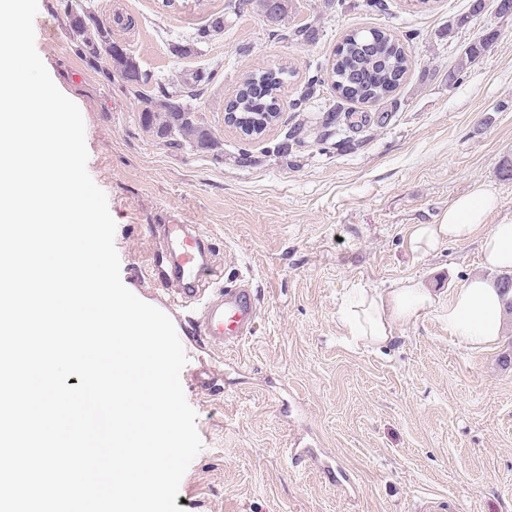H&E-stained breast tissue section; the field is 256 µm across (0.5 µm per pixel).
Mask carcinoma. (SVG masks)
<instances>
[{
  "mask_svg": "<svg viewBox=\"0 0 512 512\" xmlns=\"http://www.w3.org/2000/svg\"><path fill=\"white\" fill-rule=\"evenodd\" d=\"M225 8L234 11L252 10L263 16L272 34L292 41L312 43L317 40L318 29L309 26L293 31L285 27L288 18V0H227ZM57 9L66 16L72 32V47L76 54L97 66L100 54L110 58L111 68L106 74L117 75L128 88H140L148 83L136 61L127 49L111 39L110 28L100 24L88 11L73 9L71 0H57ZM495 39V31L485 33L466 49L455 68L448 72V81L456 82L464 76L475 60ZM411 65V59L400 39L381 30H354L347 34L333 53L325 71H317L308 78L301 97L293 106L300 108L317 92L318 87L330 81L344 99L358 103H371L389 97L401 85ZM281 68L258 69L241 83L234 96L225 104L226 111L237 116L236 125L247 137L262 135L282 111L280 91L284 83ZM203 76L185 74L180 81L158 86L160 99L145 98L142 117L145 126L154 129L169 143L188 148L205 149L211 136L195 117L190 100L197 95ZM512 274H503L496 287L505 297L504 312L512 315Z\"/></svg>",
  "mask_w": 512,
  "mask_h": 512,
  "instance_id": "obj_1",
  "label": "carcinoma"
}]
</instances>
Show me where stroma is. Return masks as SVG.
Returning a JSON list of instances; mask_svg holds the SVG:
<instances>
[{"label":"stroma","mask_w":512,"mask_h":512,"mask_svg":"<svg viewBox=\"0 0 512 512\" xmlns=\"http://www.w3.org/2000/svg\"><path fill=\"white\" fill-rule=\"evenodd\" d=\"M290 0L288 25H314L312 43L275 41L255 13L225 0H73L111 26L152 82L200 71L192 104L213 149H177L142 124L141 99L71 50L55 0H38L35 47L57 88L79 107L87 170L116 222L121 278L165 311L188 358L181 382L203 449L175 499L182 512H512V316L496 345L472 350L440 310L395 325L376 349L351 341L340 310L358 288L405 279L441 299L467 278L496 280L478 239L433 255L412 252V225L433 224L459 194L484 184L501 199L488 217H512V16L497 0L466 25L472 0ZM224 33L188 56L199 26ZM389 30L413 66L388 98L359 104L320 90L291 105L309 75L353 29ZM495 40L458 82L460 52L486 31ZM286 68L279 119L248 138L224 103L258 68ZM302 145L274 152L293 130ZM193 224L211 249L207 291L249 284L252 334L224 348L193 338L200 304L171 308L158 286L155 244L169 225ZM213 371L219 389L194 374ZM308 433L315 461L289 450Z\"/></svg>","instance_id":"35a3bbf8"}]
</instances>
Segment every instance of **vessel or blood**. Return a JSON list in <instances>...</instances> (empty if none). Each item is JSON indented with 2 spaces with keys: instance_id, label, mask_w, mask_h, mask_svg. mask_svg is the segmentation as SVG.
Returning a JSON list of instances; mask_svg holds the SVG:
<instances>
[{
  "instance_id": "vessel-or-blood-1",
  "label": "vessel or blood",
  "mask_w": 512,
  "mask_h": 512,
  "mask_svg": "<svg viewBox=\"0 0 512 512\" xmlns=\"http://www.w3.org/2000/svg\"><path fill=\"white\" fill-rule=\"evenodd\" d=\"M159 246L171 259L173 277L181 286V298H197L196 285L204 266L202 239L190 232L187 225L174 224ZM203 308L205 314L199 332L203 340L217 347L245 340L258 313L256 296L248 288L225 290L221 300L204 302Z\"/></svg>"
}]
</instances>
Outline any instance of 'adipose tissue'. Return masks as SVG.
I'll use <instances>...</instances> for the list:
<instances>
[{
	"label": "adipose tissue",
	"mask_w": 512,
	"mask_h": 512,
	"mask_svg": "<svg viewBox=\"0 0 512 512\" xmlns=\"http://www.w3.org/2000/svg\"><path fill=\"white\" fill-rule=\"evenodd\" d=\"M500 205L493 190L475 185L449 204L438 223L413 225L409 247L428 255L446 243H463L476 236L484 267L512 271V221L487 222ZM437 307L448 322L449 333L471 349H487L501 336L503 298L493 283L480 276L466 280L445 302L431 288L411 279L386 289H363L344 308L341 321L354 340L380 348L392 340L396 324L411 322Z\"/></svg>",
	"instance_id": "ef3b65f1"
}]
</instances>
